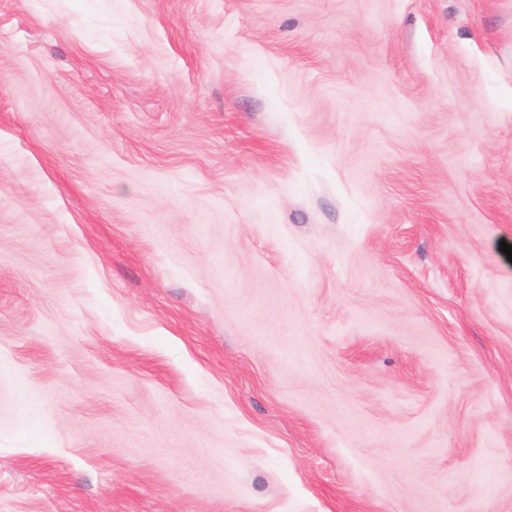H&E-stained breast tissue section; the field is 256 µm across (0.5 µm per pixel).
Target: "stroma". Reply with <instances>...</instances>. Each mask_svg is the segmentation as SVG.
<instances>
[{"instance_id":"1","label":"stroma","mask_w":512,"mask_h":512,"mask_svg":"<svg viewBox=\"0 0 512 512\" xmlns=\"http://www.w3.org/2000/svg\"><path fill=\"white\" fill-rule=\"evenodd\" d=\"M512 0H0V512H512Z\"/></svg>"}]
</instances>
